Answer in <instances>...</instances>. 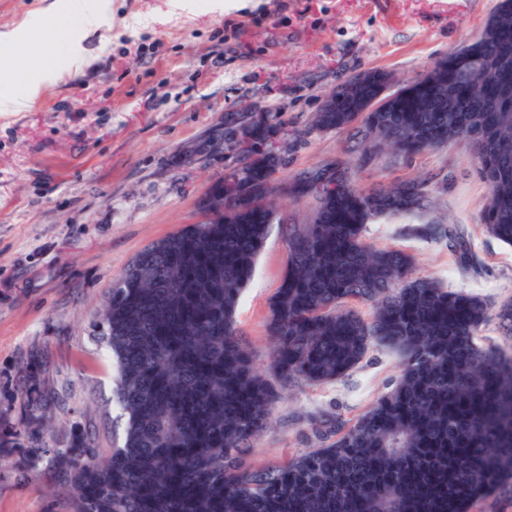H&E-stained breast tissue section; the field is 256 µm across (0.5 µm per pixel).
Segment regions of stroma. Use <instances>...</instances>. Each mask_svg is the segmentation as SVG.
Returning a JSON list of instances; mask_svg holds the SVG:
<instances>
[{
	"mask_svg": "<svg viewBox=\"0 0 512 512\" xmlns=\"http://www.w3.org/2000/svg\"><path fill=\"white\" fill-rule=\"evenodd\" d=\"M499 0H60L68 25L108 8V26L81 40L84 67L47 83L22 112H0V512H69V492L14 462L36 446L93 439L112 446V353L100 343L112 282L148 244L199 220L198 203L234 160L224 123L235 109L287 123L277 180L346 158L348 133L314 129L322 102L347 76L387 72L394 85L423 75L482 32ZM14 69L0 91L24 95L34 69L20 44L0 43ZM466 141L405 158L381 150L349 165L360 187L428 179L423 221L464 232L479 266L459 270L447 240L406 234V221L365 237L413 259V274L512 300V246L481 224L489 188ZM288 248L272 228L237 312L255 367L268 372L270 301ZM372 345L336 381L301 383L277 400L252 459L278 463L320 447L330 416L355 419L399 375Z\"/></svg>",
	"mask_w": 512,
	"mask_h": 512,
	"instance_id": "1",
	"label": "stroma"
}]
</instances>
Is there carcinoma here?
Masks as SVG:
<instances>
[{"instance_id": "cac0c4a2", "label": "carcinoma", "mask_w": 512, "mask_h": 512, "mask_svg": "<svg viewBox=\"0 0 512 512\" xmlns=\"http://www.w3.org/2000/svg\"><path fill=\"white\" fill-rule=\"evenodd\" d=\"M330 99L314 126L356 129L365 162L376 138L403 157L468 141L489 186L481 223L512 245V0L385 111L365 109L352 76ZM251 153L224 219L152 243L112 283L101 340L122 436L109 456L77 437L32 449L17 470L67 487L72 512H472L489 495L512 500V354L477 341L487 303L412 277L408 254L364 241L367 225L426 210L424 181L363 189L338 160L280 185L315 208L310 223L281 225L288 263L267 325L275 381L253 367L235 315L272 227L270 182L284 158L256 137ZM321 178L336 193L313 189ZM408 232L448 239L470 265V243L442 225ZM358 304L374 307L371 321ZM494 318L511 340L512 302ZM374 343L396 352L401 370L368 411L325 420L328 444L285 463L247 461L278 390L332 382Z\"/></svg>"}]
</instances>
